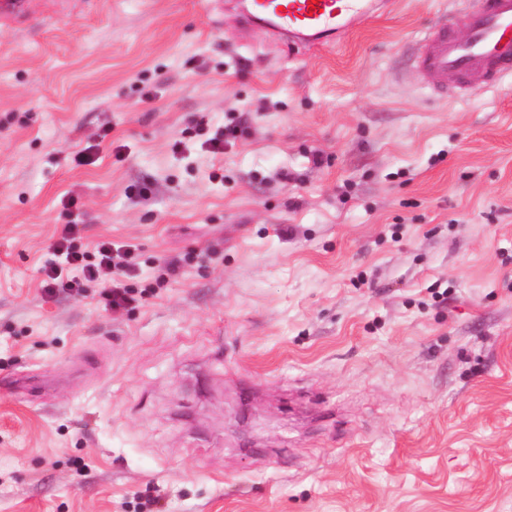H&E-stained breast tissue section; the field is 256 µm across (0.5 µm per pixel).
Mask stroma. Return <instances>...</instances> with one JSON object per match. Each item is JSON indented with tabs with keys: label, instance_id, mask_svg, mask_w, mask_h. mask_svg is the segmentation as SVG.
Returning a JSON list of instances; mask_svg holds the SVG:
<instances>
[{
	"label": "stroma",
	"instance_id": "1",
	"mask_svg": "<svg viewBox=\"0 0 512 512\" xmlns=\"http://www.w3.org/2000/svg\"><path fill=\"white\" fill-rule=\"evenodd\" d=\"M243 7L0 22V512H512V77L421 81L456 0L315 51ZM69 224L126 307L44 294Z\"/></svg>",
	"mask_w": 512,
	"mask_h": 512
}]
</instances>
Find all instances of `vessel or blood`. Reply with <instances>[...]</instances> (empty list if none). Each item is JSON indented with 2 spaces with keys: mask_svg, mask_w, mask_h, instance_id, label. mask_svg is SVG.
<instances>
[{
  "mask_svg": "<svg viewBox=\"0 0 512 512\" xmlns=\"http://www.w3.org/2000/svg\"><path fill=\"white\" fill-rule=\"evenodd\" d=\"M463 38L451 37L440 17L418 42V63L436 97H466L512 75V0H461ZM385 0H250L245 19L289 47L338 43L360 20L382 12Z\"/></svg>",
  "mask_w": 512,
  "mask_h": 512,
  "instance_id": "vessel-or-blood-1",
  "label": "vessel or blood"
}]
</instances>
